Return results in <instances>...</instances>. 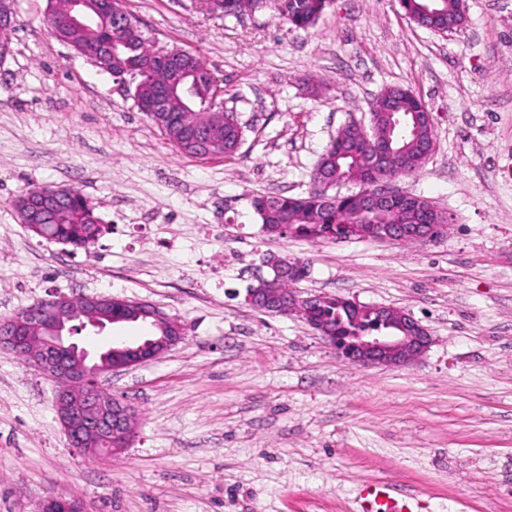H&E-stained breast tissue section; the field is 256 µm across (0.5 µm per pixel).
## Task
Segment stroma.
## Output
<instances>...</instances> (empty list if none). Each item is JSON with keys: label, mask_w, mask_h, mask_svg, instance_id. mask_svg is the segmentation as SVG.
I'll use <instances>...</instances> for the list:
<instances>
[{"label": "stroma", "mask_w": 512, "mask_h": 512, "mask_svg": "<svg viewBox=\"0 0 512 512\" xmlns=\"http://www.w3.org/2000/svg\"><path fill=\"white\" fill-rule=\"evenodd\" d=\"M125 3L147 37L223 77L242 143L230 161L181 154L134 87L52 34L48 0H16L0 62V320L101 294L156 305L187 335L110 375L136 413L111 458L74 452L54 383L0 348V512H38L54 495L86 512H362L374 480L409 489L420 512H512V0H465L448 33L397 0H328L304 32L269 4L235 18L202 0ZM388 85L420 95L435 130L420 172L389 185L447 212L446 234L266 236L252 198L306 194L329 141L369 124ZM31 185L78 189L103 235L78 249L34 236L12 206ZM269 252L306 263L303 294L413 315L428 351L361 368L299 316L253 308Z\"/></svg>", "instance_id": "obj_1"}]
</instances>
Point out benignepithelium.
I'll list each match as a JSON object with an SVG mask.
<instances>
[{
  "instance_id": "7a95c632",
  "label": "benign epithelium",
  "mask_w": 512,
  "mask_h": 512,
  "mask_svg": "<svg viewBox=\"0 0 512 512\" xmlns=\"http://www.w3.org/2000/svg\"><path fill=\"white\" fill-rule=\"evenodd\" d=\"M112 10V24L121 30L135 29L137 23L128 15L112 7V0H70L66 13L68 26L89 28V22L98 19L102 10ZM127 47L123 39L112 41L106 52L84 46L80 53L97 66L106 69L120 58ZM185 54L182 49H169L154 45L151 62L167 69V80L155 93L136 99L140 111L149 115L155 112L170 114L173 121L180 120L176 112L187 108V101L195 89L204 84L211 99V124H222L224 115V80L209 70H182L176 61ZM353 138L364 146V169L374 174L391 159V148L373 140V134L360 124H349ZM68 193V188L55 186L34 190L20 197V205L14 206L21 223L27 228L46 235L39 216L53 207ZM399 197L395 192L377 189L373 183H364L358 193L360 210L364 213L385 209ZM439 235L434 224H350L346 237L355 240L400 242L408 239ZM262 298L265 307L274 313L288 308L297 311L307 325L317 332L336 353L351 364L363 368L384 366L403 367L418 360L429 348L431 337L427 328L409 313L380 304H364L355 299L343 303L353 313H371L385 321L386 331L377 335L353 336L344 340L330 336L326 328L314 317L315 296H302L301 291L288 290L282 297L269 288H253L247 294L248 302ZM112 300L100 295H84L79 305L63 296L40 300L20 316L0 324V346L12 351L24 349L29 365L35 367L48 380H61L63 387L56 393L55 410L70 446L84 449L94 439H102L110 445V452L117 454L126 448L132 437L131 410L127 404L113 398L103 386L102 379L108 373L119 372L138 365L153 362L182 341L185 326L170 318L157 306L139 302L137 316L155 328L153 335L140 344H123L112 348V356H93L82 346V337L76 335L74 321L82 316L83 330H103L112 322ZM39 512H84L83 504L64 496H50Z\"/></svg>"
}]
</instances>
